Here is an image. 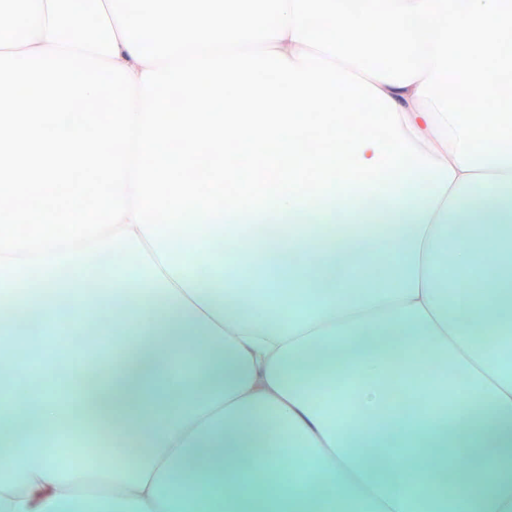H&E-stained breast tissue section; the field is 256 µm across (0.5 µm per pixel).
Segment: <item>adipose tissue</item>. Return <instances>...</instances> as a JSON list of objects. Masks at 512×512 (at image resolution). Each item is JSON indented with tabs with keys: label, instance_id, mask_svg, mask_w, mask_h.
<instances>
[{
	"label": "adipose tissue",
	"instance_id": "adipose-tissue-1",
	"mask_svg": "<svg viewBox=\"0 0 512 512\" xmlns=\"http://www.w3.org/2000/svg\"><path fill=\"white\" fill-rule=\"evenodd\" d=\"M378 88L424 152L447 158L417 83ZM370 195L367 184L335 183L314 205L268 201L251 223L273 214L308 236L254 237L238 251L212 242L239 212L102 247L121 256L105 293L128 309L105 335L135 350L106 368L98 393L83 362L63 394L22 401L0 385V512H319L324 500L331 512H512V264L485 268L489 246L512 252V153L409 169L383 207L367 205ZM336 223L381 225L383 243L336 238ZM383 254L390 283L344 286ZM79 264L69 252L39 265L44 288L71 273L63 304L10 302L27 269L1 268L0 330L78 314L89 303ZM261 266L296 285L281 308L247 297L259 285L241 273ZM399 389L412 406L393 402ZM108 420L101 438L114 452L100 481L60 465L58 423L83 447ZM458 455L469 466L449 469ZM291 457L305 491L278 478Z\"/></svg>",
	"mask_w": 512,
	"mask_h": 512
}]
</instances>
